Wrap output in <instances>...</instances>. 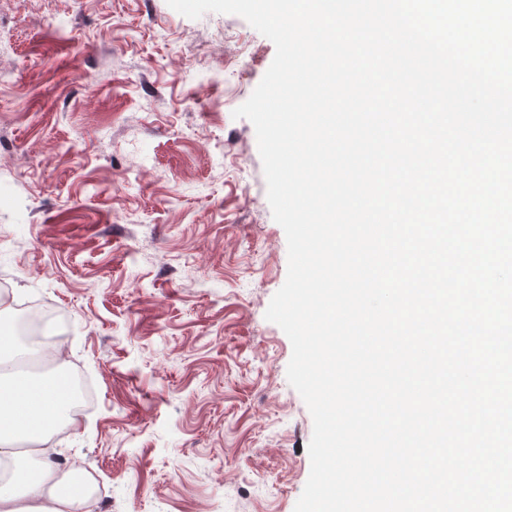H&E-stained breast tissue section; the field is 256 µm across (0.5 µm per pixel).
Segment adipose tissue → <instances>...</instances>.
<instances>
[{
    "label": "adipose tissue",
    "mask_w": 512,
    "mask_h": 512,
    "mask_svg": "<svg viewBox=\"0 0 512 512\" xmlns=\"http://www.w3.org/2000/svg\"><path fill=\"white\" fill-rule=\"evenodd\" d=\"M9 315L0 303V455L26 458L29 467L22 480L0 482V512H95L91 498L63 493L53 460L54 432L78 422L66 385L15 372L17 362L43 356L47 344L17 340Z\"/></svg>",
    "instance_id": "1"
}]
</instances>
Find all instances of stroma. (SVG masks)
<instances>
[{
  "mask_svg": "<svg viewBox=\"0 0 512 512\" xmlns=\"http://www.w3.org/2000/svg\"><path fill=\"white\" fill-rule=\"evenodd\" d=\"M273 42L167 0H0V278L54 307L96 406L53 439L98 512H294L311 414L253 124ZM209 106L200 116L187 94Z\"/></svg>",
  "mask_w": 512,
  "mask_h": 512,
  "instance_id": "1",
  "label": "stroma"
}]
</instances>
